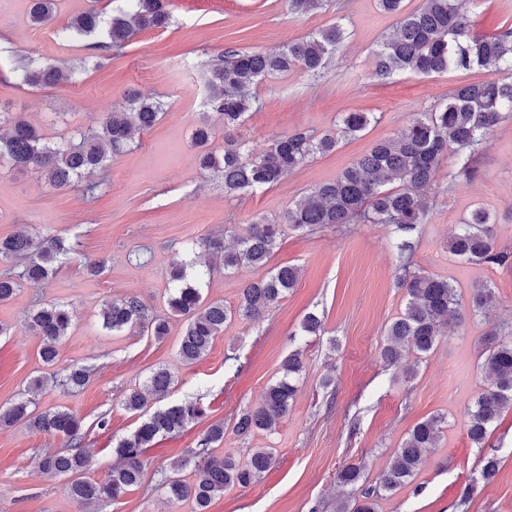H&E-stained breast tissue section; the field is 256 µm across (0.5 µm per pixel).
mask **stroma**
I'll use <instances>...</instances> for the list:
<instances>
[{"instance_id": "35a3bbf8", "label": "stroma", "mask_w": 512, "mask_h": 512, "mask_svg": "<svg viewBox=\"0 0 512 512\" xmlns=\"http://www.w3.org/2000/svg\"><path fill=\"white\" fill-rule=\"evenodd\" d=\"M93 4L57 0L54 20L36 26L29 20V0H0V103L23 113L49 141L97 127L106 108L131 87L147 97H165L170 108L137 136V148L110 158L94 194L53 188L33 169L0 167V238L25 230L63 239L71 249L47 281L24 285L0 304V322L10 326L0 336V406L20 398L43 372L41 339L27 320L31 307L68 305L77 318L60 343L61 360L91 366L92 380L75 394L46 385L37 409H66L82 418L91 477L108 473L117 461L118 440L140 422L139 414L122 406L123 392L142 386L155 369H167L175 378L170 401L199 398L208 408L203 420L159 439L145 455L141 485L99 512H194L191 501H168L159 480L162 470L187 457L216 422L226 428L224 449L269 448L275 463L255 484L226 489L208 512H336L337 469L362 460L368 477H376L413 426L433 414L447 419L436 448L425 456L414 485L380 499L377 512H458L460 495L487 448L497 450L501 468L478 490L468 512H512V409L491 428L484 448L472 446L465 427L468 405L489 385L480 370L485 339L492 330H512V266L466 263L448 251L459 224L480 207L493 220L497 249L512 253V114L487 133L475 178L449 180L454 159L444 158L428 190L427 217L408 237L412 270L448 278L465 295L485 284L497 296L487 317L451 329L424 357L409 355L417 366L411 382L379 358L387 325L405 307L396 286L399 237L387 224L311 232L286 228L267 265L204 280V296L233 307L246 283L268 270L300 269L296 287L276 307L259 321L226 324L207 354L189 366L178 356L180 321H171L169 335L158 341L135 330H107L100 317L105 301L130 295L151 314L166 315L172 254L188 259L196 240L218 237L229 245L255 220H279L289 205L335 178L415 114L460 85L492 80V73L475 67L373 80L372 55L394 23L376 0H331L326 9L300 17L288 13L286 0H223L215 11L175 8L171 28L140 31L124 48L109 52L95 51L87 40L64 31L72 17ZM465 8L472 37L488 38L512 26V0H467ZM337 21L349 33L340 53L317 76L263 79L256 87L263 107L242 132L259 153L283 135L334 130L344 112H372L377 123L335 151L309 158L273 186L226 195L223 179L200 169V150L192 140L207 113L208 65L226 48L274 50ZM22 60L65 62L70 77L53 86L24 85L15 72ZM91 258L105 262L95 277L83 269ZM310 312L322 319L320 335L301 333ZM294 349L302 350L305 371L292 407L272 433L239 439L232 431L236 415L262 402L282 359ZM228 355L237 356L238 373L225 370ZM328 374L335 385L325 390L320 380ZM102 415L110 421L104 430L96 425ZM354 418L359 424L353 433ZM64 446L62 438L22 425L0 428V512H77L67 478L39 468L44 453Z\"/></svg>"}]
</instances>
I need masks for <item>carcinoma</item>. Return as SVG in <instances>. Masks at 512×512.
Here are the masks:
<instances>
[{"instance_id": "carcinoma-1", "label": "carcinoma", "mask_w": 512, "mask_h": 512, "mask_svg": "<svg viewBox=\"0 0 512 512\" xmlns=\"http://www.w3.org/2000/svg\"><path fill=\"white\" fill-rule=\"evenodd\" d=\"M288 11L305 15L322 10L329 0H287ZM380 11L396 18L392 29L382 36L374 52L371 77L388 80L405 72L421 75L442 74L450 69L481 67L500 74V78L462 85L450 92L393 135L376 142L372 148L344 168L334 180L320 184L303 199L288 207L282 224L298 231L345 224H392L396 231L409 234L424 223L428 199L424 192L435 182L448 150L456 151V172L448 178H469L476 174L475 161L486 133L496 126L503 114L512 112V27L494 37L469 36V20L458 0H422L412 10L405 0H377ZM56 0H30L29 19L34 25L49 23L55 14ZM171 16L163 0H124L115 13L89 10L71 18L67 29L93 40L95 49L122 48L140 30H166ZM348 37L345 26L336 22L309 35L297 38L269 52L224 49L219 62L207 73L208 106L211 116L204 117L192 138L202 148L200 167L224 179V192L234 195L277 183L281 177L316 154L329 153L339 143L357 137L377 118L372 112H346L336 124V133L321 136L310 131H296L277 139L267 151L255 154L245 141L234 136L246 118L261 107L254 88L265 77L288 72L315 75L336 54ZM23 84L52 85L65 79L63 63L32 67L18 66ZM162 99H148L129 89L123 99L112 104L96 129L70 134L56 143L45 141L37 129L18 112L0 107V164L41 171L50 186L69 187L88 177L109 157L134 141L135 133L153 128L167 112ZM224 127V151L209 149L215 126ZM489 214L481 208L448 242V251L472 263L512 264V255L496 248L490 234ZM281 235V224L256 221L247 234L235 238L231 248L221 239L206 238L199 243L205 253L220 257L224 271L243 266H263L274 252ZM68 249L58 238H43L17 233L0 239V260L20 258V271L0 274V303L13 298L25 284H38L54 272ZM205 272L180 258L169 263L172 287L167 297L171 314L180 318L183 328L178 343L182 362L191 365L202 359L216 336L224 332V323L238 318L252 321L279 303L296 286L299 271L295 266L273 269L260 280L241 290L239 303L232 309L221 300L203 298L200 282ZM397 287L406 296L403 313L386 328L381 360L397 365L415 352L426 355L437 345L441 328L452 316L460 324L469 316L487 315L496 301L493 289H473L469 302L448 280L401 268ZM105 328L114 332L137 328L139 333L162 340L170 333L166 319L149 314L146 305L134 296L112 300L103 305ZM29 325L41 337L39 357L50 369L52 383L65 390H80L88 385L93 369L60 363L58 344L74 326V311L64 305L43 304L29 314ZM481 368L491 378L490 386L480 392L467 410L466 433L478 448L485 447L489 428L512 409V337L491 336L482 353ZM303 353L296 349L281 362V376L271 384L263 402L255 409L242 410L233 431L248 438L259 431H270L287 413L298 391L304 371ZM44 380L37 378L30 395L7 407H0V428L23 424L69 444L65 453H46L39 467L48 475H71L68 494L81 507L116 502L142 482L145 453L157 439L182 432L188 424L203 417L206 408L200 399L148 409L147 394L165 398L173 389V376L165 368L151 373L147 392L131 389L123 397L126 409L141 413L144 419L128 436L122 438L115 452L119 463L101 480L88 477L90 456L82 447L85 436L83 420L76 414L56 409L36 412L35 393ZM446 419L431 415L414 425L394 451L393 462L372 481L365 476V462L349 463L336 471V482L351 489L336 512H376L377 500L410 483L421 459L436 447ZM224 442V423L211 425L191 450V457L171 467L172 474L162 478L160 486L170 500H190L196 512H207L211 502L230 487H248L258 481L274 464L273 453L252 451L240 461L230 452H216ZM501 463L495 453L480 459L477 475L471 479L460 499L462 512H468L478 485L492 481ZM193 466V479L181 476Z\"/></svg>"}]
</instances>
